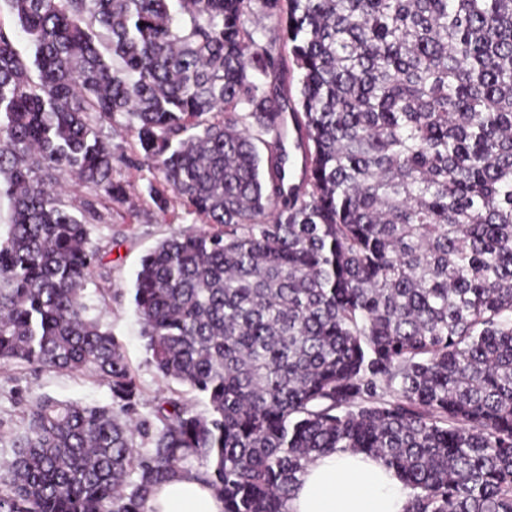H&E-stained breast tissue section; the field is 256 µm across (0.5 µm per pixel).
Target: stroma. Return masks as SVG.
I'll return each instance as SVG.
<instances>
[{
	"label": "stroma",
	"mask_w": 512,
	"mask_h": 512,
	"mask_svg": "<svg viewBox=\"0 0 512 512\" xmlns=\"http://www.w3.org/2000/svg\"><path fill=\"white\" fill-rule=\"evenodd\" d=\"M102 132L111 140L115 155L113 181L134 185L135 190L125 205L106 214L103 222L90 225V239L99 247L101 260L86 283L84 302L123 347L141 393L139 419H152L158 401L169 397L181 399L193 410H204L201 396L164 378L151 363L133 302L141 258L175 230L200 227L201 220L177 202L164 213L155 206L147 193L149 170L127 163L139 147L124 117L103 124ZM43 396L85 405L112 403L108 387L90 373L38 371L25 364L0 366V461L11 459V435L23 431L29 408Z\"/></svg>",
	"instance_id": "stroma-1"
}]
</instances>
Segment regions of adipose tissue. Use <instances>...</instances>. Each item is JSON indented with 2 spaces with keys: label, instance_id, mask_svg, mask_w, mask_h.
Masks as SVG:
<instances>
[{
  "label": "adipose tissue",
  "instance_id": "1",
  "mask_svg": "<svg viewBox=\"0 0 512 512\" xmlns=\"http://www.w3.org/2000/svg\"><path fill=\"white\" fill-rule=\"evenodd\" d=\"M411 490L395 470L362 453L315 457L300 477L288 512H405ZM149 512H224L223 501L193 475L164 484Z\"/></svg>",
  "mask_w": 512,
  "mask_h": 512
}]
</instances>
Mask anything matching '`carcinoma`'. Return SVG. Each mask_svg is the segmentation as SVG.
<instances>
[{
	"mask_svg": "<svg viewBox=\"0 0 512 512\" xmlns=\"http://www.w3.org/2000/svg\"><path fill=\"white\" fill-rule=\"evenodd\" d=\"M118 115L157 208L209 224L136 274L151 362L206 405L153 423L83 301L86 221L127 201ZM42 166L94 190L82 217ZM2 196L0 363L90 371L112 406L37 401L0 512H148L189 458L224 512H288L340 451L396 470L406 512H512V0H0Z\"/></svg>",
	"mask_w": 512,
	"mask_h": 512,
	"instance_id": "obj_1",
	"label": "carcinoma"
}]
</instances>
